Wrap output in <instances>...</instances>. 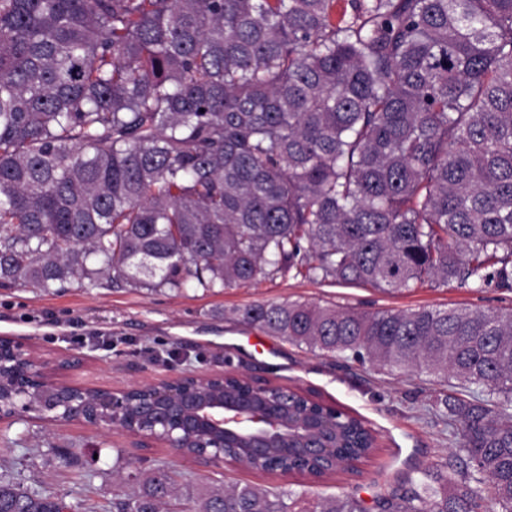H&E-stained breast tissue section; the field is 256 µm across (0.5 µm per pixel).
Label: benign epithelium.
<instances>
[{
	"label": "benign epithelium",
	"instance_id": "benign-epithelium-1",
	"mask_svg": "<svg viewBox=\"0 0 512 512\" xmlns=\"http://www.w3.org/2000/svg\"><path fill=\"white\" fill-rule=\"evenodd\" d=\"M41 360L12 339H0V420L22 412L51 415L60 422L108 426L125 412L130 388H100L98 398L87 405V389L49 375L39 368ZM219 375H191L151 385V397L135 418L130 433L146 439L139 428L149 423L158 432L154 440L213 430L222 435L223 446L233 445L250 457H306L311 452L336 456V433L319 416L307 423L308 434L292 438L294 422L285 413L286 404L269 394V386L250 381L245 395L235 391H199L196 383Z\"/></svg>",
	"mask_w": 512,
	"mask_h": 512
}]
</instances>
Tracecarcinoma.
I'll return each mask as SVG.
<instances>
[{"mask_svg":"<svg viewBox=\"0 0 512 512\" xmlns=\"http://www.w3.org/2000/svg\"><path fill=\"white\" fill-rule=\"evenodd\" d=\"M289 274L512 291V0H0V284L210 291ZM230 314L466 391L441 400L454 458L374 512H512V308ZM334 420L352 471L376 437ZM183 480L129 474L107 512H181ZM64 508L0 479V512ZM195 512L367 509L246 484Z\"/></svg>","mask_w":512,"mask_h":512,"instance_id":"cac0c4a2","label":"carcinoma"}]
</instances>
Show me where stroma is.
Wrapping results in <instances>:
<instances>
[{"label":"stroma","mask_w":512,"mask_h":512,"mask_svg":"<svg viewBox=\"0 0 512 512\" xmlns=\"http://www.w3.org/2000/svg\"><path fill=\"white\" fill-rule=\"evenodd\" d=\"M309 301L361 311L419 307H508L512 291H480L458 283L424 285L403 293L331 280L279 278L253 286L205 291L117 288L72 281L49 292L21 285L0 287V337L25 345L55 371L59 360L83 359L66 371L87 388L127 387L181 375L233 371L272 386L299 389L362 418L378 440L357 473L323 479L304 474L259 473L241 465L200 462L128 433L55 422L26 413L0 422V477L63 496L67 512L107 505L114 475L164 462L186 475L184 497L203 487L249 483L306 491L308 497L351 496L372 508L376 495L418 480L455 451L443 415L446 383L423 373L391 375L341 357L302 351L278 337L230 319L231 309L255 302ZM98 458H91L92 449Z\"/></svg>","instance_id":"stroma-1"}]
</instances>
